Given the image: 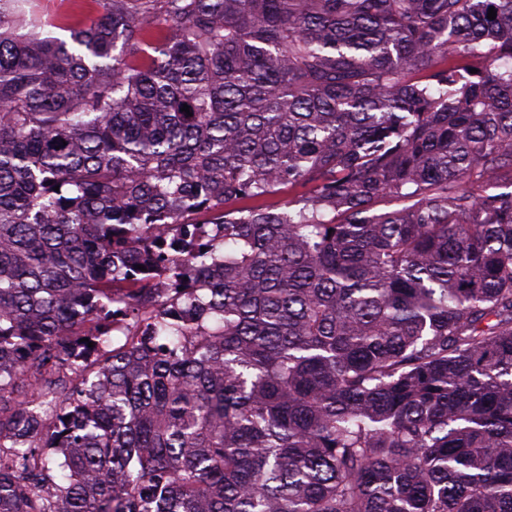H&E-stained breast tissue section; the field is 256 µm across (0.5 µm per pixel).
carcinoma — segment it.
I'll list each match as a JSON object with an SVG mask.
<instances>
[{
    "mask_svg": "<svg viewBox=\"0 0 512 512\" xmlns=\"http://www.w3.org/2000/svg\"><path fill=\"white\" fill-rule=\"evenodd\" d=\"M26 2L0 512H512V0Z\"/></svg>",
    "mask_w": 512,
    "mask_h": 512,
    "instance_id": "carcinoma-1",
    "label": "carcinoma"
}]
</instances>
